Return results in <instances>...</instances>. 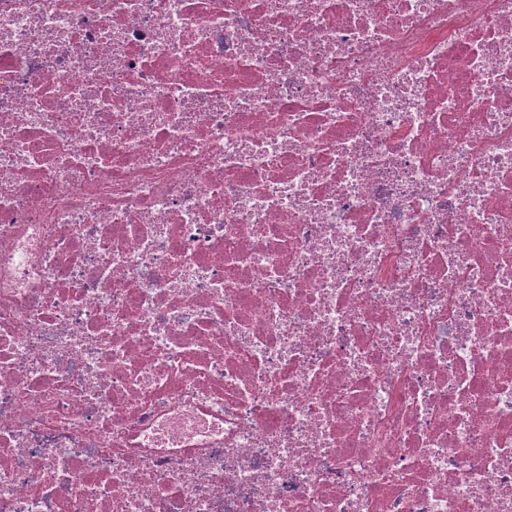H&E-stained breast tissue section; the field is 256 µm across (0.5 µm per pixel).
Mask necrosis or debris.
Instances as JSON below:
<instances>
[{
  "instance_id": "necrosis-or-debris-1",
  "label": "necrosis or debris",
  "mask_w": 512,
  "mask_h": 512,
  "mask_svg": "<svg viewBox=\"0 0 512 512\" xmlns=\"http://www.w3.org/2000/svg\"><path fill=\"white\" fill-rule=\"evenodd\" d=\"M0 512H512V0H0Z\"/></svg>"
}]
</instances>
